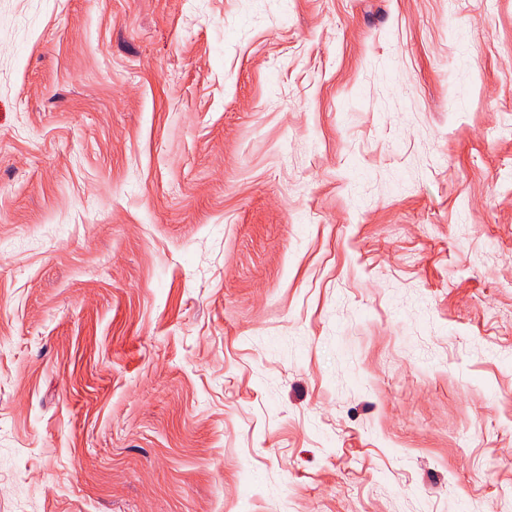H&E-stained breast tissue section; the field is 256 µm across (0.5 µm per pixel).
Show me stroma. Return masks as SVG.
<instances>
[{
	"instance_id": "35a3bbf8",
	"label": "stroma",
	"mask_w": 512,
	"mask_h": 512,
	"mask_svg": "<svg viewBox=\"0 0 512 512\" xmlns=\"http://www.w3.org/2000/svg\"><path fill=\"white\" fill-rule=\"evenodd\" d=\"M512 504V0H0V512Z\"/></svg>"
}]
</instances>
